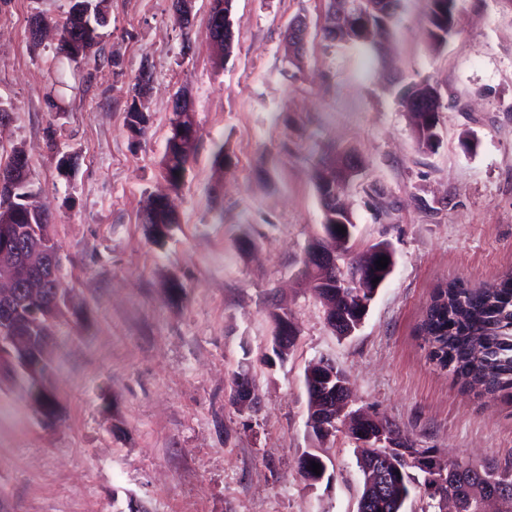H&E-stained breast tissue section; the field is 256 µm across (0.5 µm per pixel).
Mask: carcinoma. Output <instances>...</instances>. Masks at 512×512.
I'll use <instances>...</instances> for the list:
<instances>
[{"instance_id":"carcinoma-1","label":"carcinoma","mask_w":512,"mask_h":512,"mask_svg":"<svg viewBox=\"0 0 512 512\" xmlns=\"http://www.w3.org/2000/svg\"><path fill=\"white\" fill-rule=\"evenodd\" d=\"M350 11L359 21H365L376 32L387 30L396 17L399 0H347ZM459 0H431L429 37L436 45L448 40L459 24ZM70 17L59 26L56 55L76 62L87 55H73L70 43L78 32ZM415 134L419 145L431 149L438 141L436 112H415ZM350 158L338 153L328 160L336 165V181L329 184L322 175H316V190L320 200L328 196L342 195L350 183L351 175L345 166ZM186 160L176 147L166 146L162 160L165 177L181 183ZM4 218L0 211V242L10 234L13 224H33L36 239L53 241L52 224L46 217L31 216L22 203ZM149 224L163 226L165 231L153 236L156 242L168 237L176 221L165 208L151 209ZM360 255L353 260L351 275L358 279L360 287L344 289L345 300L336 310V318L355 321L361 317L365 303L373 300V294L391 274V267L379 269L376 261L391 254L377 250ZM428 350V359L437 368L451 374L461 388L483 395L512 398V271L505 273L490 288H460L450 282L439 286L419 325ZM357 466L362 474V493L359 502L367 503L357 512H403L410 497L416 477L412 473H399L386 467L387 476L379 480L368 449L357 448ZM500 487L512 497V457L503 462L489 461L477 470L448 473V489L453 496L466 503L465 512H478L479 502L491 488Z\"/></svg>"}]
</instances>
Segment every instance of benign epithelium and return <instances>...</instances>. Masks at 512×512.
I'll return each instance as SVG.
<instances>
[{
  "label": "benign epithelium",
  "instance_id": "benign-epithelium-1",
  "mask_svg": "<svg viewBox=\"0 0 512 512\" xmlns=\"http://www.w3.org/2000/svg\"><path fill=\"white\" fill-rule=\"evenodd\" d=\"M72 17L85 30V36L93 43L103 39L99 26L92 20L93 0H72ZM233 0H211L209 27L214 42L224 47V34L233 28ZM172 118L169 138L179 146V152L188 160L195 141V113L192 105L181 94L172 99ZM28 156L18 148L15 151L10 171L0 174V196L14 197L18 177L25 175ZM349 244V236L336 237L324 230L321 238L313 241L303 258V273L307 285L316 289L317 295L326 304V319L339 336H351L361 323H344L336 319L340 295L338 288H353L357 281L345 279L341 273L340 255ZM62 268V260L50 244L19 243L0 244V349L7 352L8 360L20 370L29 369L30 361L47 362L50 343V324L59 306V289L55 279ZM296 326L290 314H281V320L273 332V343L277 351L288 353V341L295 340ZM306 378L312 390V405L308 408V427L320 440H327L339 431L347 432L358 439L362 448H376L386 463L398 465L404 460L425 470L424 490L431 495L435 512H447L453 504V512H460L456 499L445 491L448 470L461 464L450 459L444 463L434 452H423L410 447L408 438L384 419L360 410L350 409V386L336 363L322 358L308 368ZM232 400L241 410H250L256 404L255 386L250 375H243L233 385ZM370 424L363 430L364 424Z\"/></svg>",
  "mask_w": 512,
  "mask_h": 512
}]
</instances>
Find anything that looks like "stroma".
I'll return each instance as SVG.
<instances>
[{
	"label": "stroma",
	"mask_w": 512,
	"mask_h": 512,
	"mask_svg": "<svg viewBox=\"0 0 512 512\" xmlns=\"http://www.w3.org/2000/svg\"><path fill=\"white\" fill-rule=\"evenodd\" d=\"M460 7L437 46L430 0H400L367 53L325 38L329 0H234L223 57L210 0H194L186 32L172 0H109L100 56L62 64L56 35L33 41L30 21H64L70 0H0V103L14 111L0 153L28 156L67 288L43 378L55 419L43 423L21 381L0 373V512H356L353 440L320 441L307 426L305 372L323 357L346 373L357 406L440 458L512 456V399L461 391L417 333L439 285L481 288L512 270V0ZM299 17L308 36L296 67L284 39ZM145 66L149 125L135 135L126 106ZM421 80L441 93L431 150L403 101ZM180 91L197 134L174 189L161 161ZM220 150L231 158L221 169ZM329 150L360 162L343 196L355 251L386 241L395 253L345 339L301 277L322 233L313 174ZM156 195L177 216L161 245L142 223ZM278 307L299 336L270 364ZM243 370L252 412L231 401ZM307 451L327 464L312 488L298 471Z\"/></svg>",
	"instance_id": "1"
}]
</instances>
